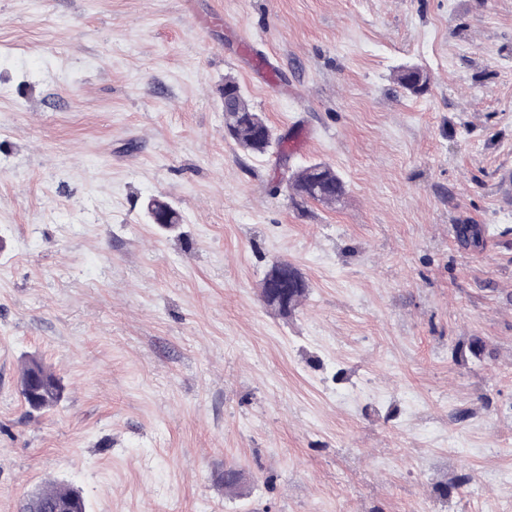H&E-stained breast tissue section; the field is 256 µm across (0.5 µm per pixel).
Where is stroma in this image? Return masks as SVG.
Masks as SVG:
<instances>
[{
    "label": "stroma",
    "mask_w": 512,
    "mask_h": 512,
    "mask_svg": "<svg viewBox=\"0 0 512 512\" xmlns=\"http://www.w3.org/2000/svg\"><path fill=\"white\" fill-rule=\"evenodd\" d=\"M313 163L335 204L289 188ZM508 172L512 0H0V512H512ZM224 125L231 129L230 139L243 151L264 154L273 145V134L249 104L241 87L233 80L224 83ZM293 270L288 260L273 262L268 277V301L272 305H286L288 291L299 285V281L293 277ZM35 368H37L39 373L42 375L39 386V396L41 401L38 405L30 408L35 411H41L55 406L60 401L63 387L61 385L60 379L51 371L49 367L45 366L43 363L37 360L27 361L24 364L20 377V393L25 402V394L29 386V377ZM37 378V374L33 375L31 381L32 389L27 392L30 404H36L37 402L36 391L34 390L37 385ZM76 492V490L67 485L60 483L52 484L42 488L38 493L29 498L24 504H22L19 511L29 512L34 509L33 503L39 502L41 504V508H43L41 511L44 512H78L73 509V505L70 502H59L54 504L60 500L73 498L78 502V510L80 512H86L84 500ZM52 505L53 509L48 511V508H50Z\"/></svg>",
    "instance_id": "1"
}]
</instances>
